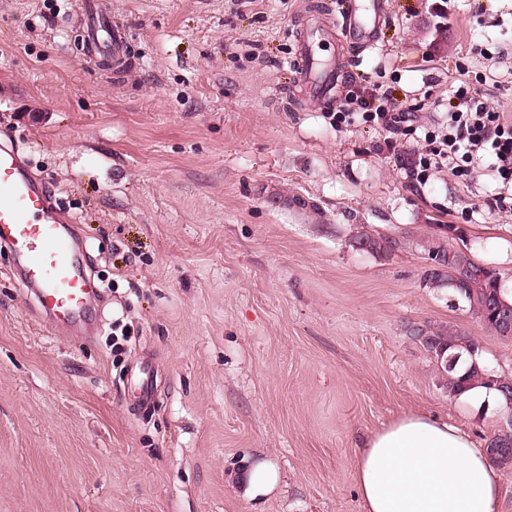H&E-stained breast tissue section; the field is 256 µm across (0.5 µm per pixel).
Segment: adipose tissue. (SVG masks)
I'll return each instance as SVG.
<instances>
[{"instance_id": "adipose-tissue-1", "label": "adipose tissue", "mask_w": 512, "mask_h": 512, "mask_svg": "<svg viewBox=\"0 0 512 512\" xmlns=\"http://www.w3.org/2000/svg\"><path fill=\"white\" fill-rule=\"evenodd\" d=\"M363 512H498L502 476L461 429L406 414L372 434L354 465Z\"/></svg>"}]
</instances>
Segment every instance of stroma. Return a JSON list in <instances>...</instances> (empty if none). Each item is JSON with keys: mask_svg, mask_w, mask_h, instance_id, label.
<instances>
[{"mask_svg": "<svg viewBox=\"0 0 512 512\" xmlns=\"http://www.w3.org/2000/svg\"><path fill=\"white\" fill-rule=\"evenodd\" d=\"M340 2L112 0L130 31L115 81L78 44L77 0H0V132L78 216L100 288L95 335L59 334L0 251V512H362L371 433L416 412L483 448L504 426L453 398L410 330L461 327L512 376V337L423 284L437 239L512 289V212L490 207L487 164L410 171L460 66L512 119V0H450L444 19L432 0H387L372 47L326 42L346 76L413 108L395 132L358 114L332 126L296 81L302 16ZM294 195L322 221L288 210ZM361 233L400 246L363 252ZM258 462L278 481L253 498Z\"/></svg>", "mask_w": 512, "mask_h": 512, "instance_id": "obj_1", "label": "stroma"}]
</instances>
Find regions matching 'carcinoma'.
<instances>
[{
    "label": "carcinoma",
    "instance_id": "cac0c4a2",
    "mask_svg": "<svg viewBox=\"0 0 512 512\" xmlns=\"http://www.w3.org/2000/svg\"><path fill=\"white\" fill-rule=\"evenodd\" d=\"M398 246L394 239L368 234L355 237V247L372 253H386ZM428 253L432 265L426 270L424 282L430 288H446L459 302L468 307L487 325L497 314L512 310V301L506 298L499 273L490 266L477 263L465 253L450 250L440 242L433 243ZM412 335L448 370L449 385L456 394L479 383L494 387L512 410V383L489 367L482 369L465 365L463 355L474 357L481 353L476 337L450 327H416ZM495 450L496 465H512V424L508 423L489 441L486 451Z\"/></svg>",
    "mask_w": 512,
    "mask_h": 512
}]
</instances>
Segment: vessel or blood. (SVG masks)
Segmentation results:
<instances>
[{"instance_id":"obj_1","label":"vessel or blood","mask_w":512,"mask_h":512,"mask_svg":"<svg viewBox=\"0 0 512 512\" xmlns=\"http://www.w3.org/2000/svg\"><path fill=\"white\" fill-rule=\"evenodd\" d=\"M83 41L94 58L112 59L121 71L127 56V29L113 17L109 0H83ZM385 0H356L342 16L344 39L371 45L385 26ZM327 30L308 22L298 44L296 63L303 81L320 102L336 100L340 75L322 52ZM0 247L13 258L16 283L30 294L36 310L54 330H87L86 309L96 292L81 252L80 228L59 212L41 181L33 177L18 149L0 144Z\"/></svg>"}]
</instances>
